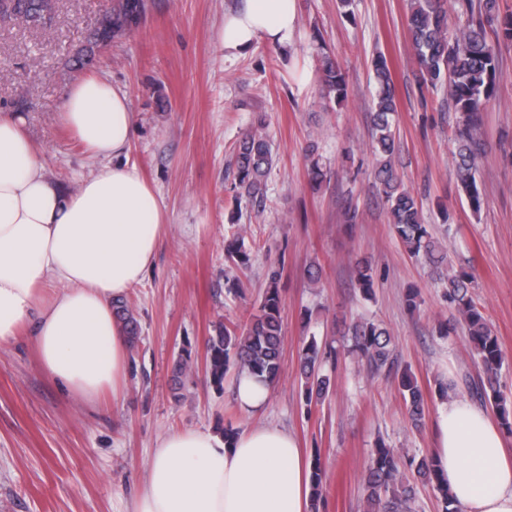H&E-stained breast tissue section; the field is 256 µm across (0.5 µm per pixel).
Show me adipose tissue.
<instances>
[{
  "mask_svg": "<svg viewBox=\"0 0 512 512\" xmlns=\"http://www.w3.org/2000/svg\"><path fill=\"white\" fill-rule=\"evenodd\" d=\"M225 16L232 57L259 39L287 45L296 0H245ZM61 122L102 164L75 188L44 173L23 121L0 115V346L28 340L42 371L84 402L120 396L128 339L112 304L144 279L167 216L139 168L123 159L135 126L127 96L84 78L64 95ZM431 456L464 512H512V462L479 405L442 401ZM306 453L295 436L259 425L232 442L211 431L161 437L130 512H310Z\"/></svg>",
  "mask_w": 512,
  "mask_h": 512,
  "instance_id": "adipose-tissue-1",
  "label": "adipose tissue"
}]
</instances>
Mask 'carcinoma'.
I'll list each match as a JSON object with an SVG mask.
<instances>
[{"mask_svg": "<svg viewBox=\"0 0 512 512\" xmlns=\"http://www.w3.org/2000/svg\"><path fill=\"white\" fill-rule=\"evenodd\" d=\"M147 8L148 0H113L112 32L93 30L86 43L67 61V67L83 69L91 65L97 52L106 46L107 38L116 39L138 28L135 18L146 13ZM54 11L55 0H7L0 8V20L15 17L32 27L43 28L51 21ZM453 12L458 18L455 24L449 22ZM407 28L420 83L432 89L444 87L448 92L455 113L454 176L470 209L478 213L483 205L478 163L486 149L482 113L495 95L501 77V46H512V14H501L499 0H410ZM372 70L376 84L370 112L372 148L377 156L374 185L386 205L394 234L445 284L448 304L454 307L458 317L440 326L439 333L449 336L462 328L468 336L471 358L481 369L478 379L465 381L466 386L482 405L496 413L501 426L512 433V400L502 391L498 378L503 365L498 338L470 294L472 272L456 265L448 250L429 232L416 197L393 164L397 150V102L391 64L384 53L378 52L373 57ZM319 86L321 98L326 102L332 99L341 102L347 97L346 75L336 57L327 50L321 55ZM273 163L264 125L243 133L234 153V190L238 197L262 199L265 178ZM225 251L232 268L245 273L250 266V251L243 236L230 241ZM279 278L277 271L270 274L258 309L244 326L220 325L208 338L206 372L210 384L216 388L224 387V379L232 368L263 382L273 383L279 378L283 354ZM355 286L364 299L374 297L375 272L369 264L356 265ZM114 310L127 330L131 345H136L139 326L133 312L122 300L114 305ZM345 336L347 354L366 363L374 373L394 375L412 425L422 426L424 394L408 369H399L396 347L387 328L373 319H361L348 327ZM337 359L336 348L314 335L303 344L299 374L306 406H316L329 395L332 380L324 373V365ZM192 364L191 346L182 347L174 363L173 396H178ZM407 466L415 470L421 481L437 484L443 512H458L431 457L423 455L405 464L395 449L382 440L372 449L363 473V512H414L416 488L402 479V470ZM312 489V510L320 512L325 507L326 496L317 455L312 462Z\"/></svg>", "mask_w": 512, "mask_h": 512, "instance_id": "cac0c4a2", "label": "carcinoma"}]
</instances>
